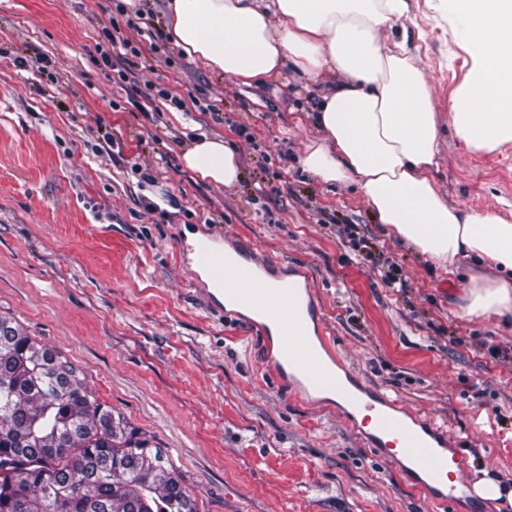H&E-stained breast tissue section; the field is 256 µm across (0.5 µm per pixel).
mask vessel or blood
Here are the masks:
<instances>
[{
	"mask_svg": "<svg viewBox=\"0 0 512 512\" xmlns=\"http://www.w3.org/2000/svg\"><path fill=\"white\" fill-rule=\"evenodd\" d=\"M179 248L191 254L196 275L219 285L222 294L248 309L263 336L275 337L279 369L313 391L337 395L352 415L372 425L376 448L388 457L403 458L408 473L433 499L444 505L454 502L456 491L465 485L462 459L443 453V442L434 432L394 414L391 403L340 372L337 361L326 359L330 345L325 329L313 337L307 333L315 315L311 293L276 278L268 259L258 254L230 256L219 237H198Z\"/></svg>",
	"mask_w": 512,
	"mask_h": 512,
	"instance_id": "vessel-or-blood-1",
	"label": "vessel or blood"
}]
</instances>
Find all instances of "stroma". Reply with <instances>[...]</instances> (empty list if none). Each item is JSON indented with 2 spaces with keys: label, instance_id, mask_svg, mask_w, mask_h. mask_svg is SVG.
Instances as JSON below:
<instances>
[{
  "label": "stroma",
  "instance_id": "obj_1",
  "mask_svg": "<svg viewBox=\"0 0 512 512\" xmlns=\"http://www.w3.org/2000/svg\"><path fill=\"white\" fill-rule=\"evenodd\" d=\"M117 2L0 0V315L65 355L127 430L163 449L199 512H502L472 485L512 491V323L464 315L463 274L386 232L355 183L303 170L318 130L293 67L246 86L142 35L119 79L95 51ZM408 4L441 126L432 177L449 206L503 210L512 141L491 153L459 141L448 100L471 60L438 0ZM201 132L235 146L233 185L183 166ZM347 224L400 266L405 287L359 263ZM203 234L310 280L332 352L465 457L468 486L451 506L384 458L336 399L279 374L249 316L210 299L178 248Z\"/></svg>",
  "mask_w": 512,
  "mask_h": 512
}]
</instances>
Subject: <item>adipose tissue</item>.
<instances>
[{
  "instance_id": "adipose-tissue-1",
  "label": "adipose tissue",
  "mask_w": 512,
  "mask_h": 512,
  "mask_svg": "<svg viewBox=\"0 0 512 512\" xmlns=\"http://www.w3.org/2000/svg\"><path fill=\"white\" fill-rule=\"evenodd\" d=\"M458 46L470 56L468 80L449 116L468 149L492 152L512 140V0H440ZM167 33L191 60L250 86L292 62L303 78L340 76L315 109L320 132L301 159L321 183L355 182L380 224L438 267L456 273L467 259L494 268L469 274L467 315L512 316V220L494 210L449 206L431 173L439 130L432 91L402 25L407 0H167ZM203 181L239 178L236 150L197 134L181 155Z\"/></svg>"
}]
</instances>
